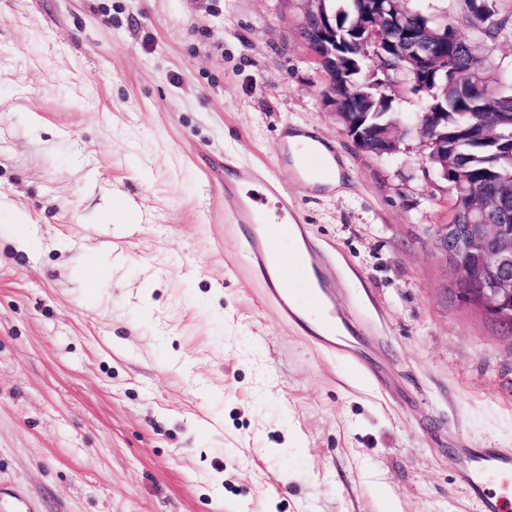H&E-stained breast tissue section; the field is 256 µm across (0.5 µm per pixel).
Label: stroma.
Segmentation results:
<instances>
[{
    "label": "stroma",
    "mask_w": 512,
    "mask_h": 512,
    "mask_svg": "<svg viewBox=\"0 0 512 512\" xmlns=\"http://www.w3.org/2000/svg\"><path fill=\"white\" fill-rule=\"evenodd\" d=\"M512 81V35L419 0ZM297 0H0V491L34 512H481L450 458L512 449V340L432 245L453 193L359 150ZM315 133L340 188L279 161ZM288 191L372 383L283 324L224 164ZM27 246H20V237Z\"/></svg>",
    "instance_id": "obj_1"
}]
</instances>
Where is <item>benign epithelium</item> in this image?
<instances>
[{
    "instance_id": "obj_1",
    "label": "benign epithelium",
    "mask_w": 512,
    "mask_h": 512,
    "mask_svg": "<svg viewBox=\"0 0 512 512\" xmlns=\"http://www.w3.org/2000/svg\"><path fill=\"white\" fill-rule=\"evenodd\" d=\"M323 0H303L299 31L309 53L318 65L323 80L322 96L355 145L363 152L378 157L388 156L398 150L400 132L397 123L361 126L360 117L352 111H336V100L346 99L355 92H342L339 73L343 63L336 58V25L322 8ZM361 34L359 47L367 54L382 56L385 43L371 40L381 26V19L373 11L371 0H364V7L353 22ZM448 35L433 31L408 30L403 39L393 43L394 57L399 67L422 76L433 67L448 64L443 41ZM471 122L466 134L476 139H486L499 124L512 123V113L503 112L496 102V95L488 91L484 107L470 114ZM441 114L423 112L416 123L419 140L428 149V161L438 175L455 180L454 169L448 166V144L442 138L438 125ZM461 197L477 201L466 206L467 218L459 222L440 224L434 231V248L445 265L455 276L456 291L460 301L480 311L484 316L503 322L512 319V182L494 188L472 185L465 188Z\"/></svg>"
}]
</instances>
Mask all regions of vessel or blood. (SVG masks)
I'll return each instance as SVG.
<instances>
[{
	"mask_svg": "<svg viewBox=\"0 0 512 512\" xmlns=\"http://www.w3.org/2000/svg\"><path fill=\"white\" fill-rule=\"evenodd\" d=\"M295 170L303 180L324 174L320 150L303 151ZM224 197L232 203L230 220L241 231L249 266L263 282L266 296L277 304L282 319L299 331L310 333L324 350L348 356L336 312V288L323 277L313 247L297 249L296 243L304 238L305 230L287 192L264 173L228 166L224 169ZM274 238L287 243L288 252L272 250L270 241ZM285 262L292 264L310 285L308 312L293 307L287 286L275 274L276 267ZM457 455L461 478L479 499L482 512H512V501L486 487L491 477L512 475V453L494 448H461Z\"/></svg>",
	"mask_w": 512,
	"mask_h": 512,
	"instance_id": "1",
	"label": "vessel or blood"
}]
</instances>
